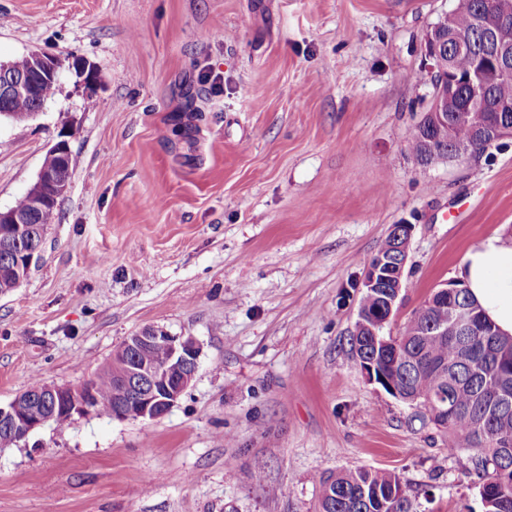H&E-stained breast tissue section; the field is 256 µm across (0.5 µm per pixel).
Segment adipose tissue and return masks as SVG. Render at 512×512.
Listing matches in <instances>:
<instances>
[{
    "label": "adipose tissue",
    "instance_id": "obj_1",
    "mask_svg": "<svg viewBox=\"0 0 512 512\" xmlns=\"http://www.w3.org/2000/svg\"><path fill=\"white\" fill-rule=\"evenodd\" d=\"M459 276L487 318L503 335H512V241L484 238L467 251Z\"/></svg>",
    "mask_w": 512,
    "mask_h": 512
}]
</instances>
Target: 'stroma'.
<instances>
[{
	"mask_svg": "<svg viewBox=\"0 0 512 512\" xmlns=\"http://www.w3.org/2000/svg\"><path fill=\"white\" fill-rule=\"evenodd\" d=\"M458 0H0V62L75 70L0 123V208L67 140L40 257L0 293V405L79 386L148 326L201 345L158 420L96 413L0 448V512H317L320 477L389 470L417 512H482L447 434L350 351L356 287L412 227L402 333L466 252L512 238V139L466 161L409 150L426 30Z\"/></svg>",
	"mask_w": 512,
	"mask_h": 512,
	"instance_id": "stroma-1",
	"label": "stroma"
}]
</instances>
